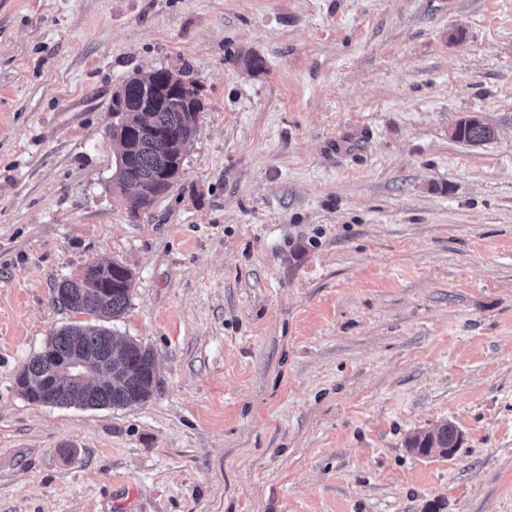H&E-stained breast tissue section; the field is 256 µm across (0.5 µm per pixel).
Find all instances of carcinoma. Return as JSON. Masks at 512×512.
Instances as JSON below:
<instances>
[{"instance_id": "carcinoma-1", "label": "carcinoma", "mask_w": 512, "mask_h": 512, "mask_svg": "<svg viewBox=\"0 0 512 512\" xmlns=\"http://www.w3.org/2000/svg\"><path fill=\"white\" fill-rule=\"evenodd\" d=\"M157 73H143V81L127 82L122 88L125 111L116 113L115 128L132 131L129 148L130 160L116 163L113 180L124 183L129 179L138 181L142 193L149 195L147 204L168 193L169 186L159 177L166 164L176 158L170 146L157 135L159 128L177 125L183 129L184 138L193 137L196 122L192 118L191 104L180 97L154 112H143V82H151ZM452 139L468 145H481L493 139V128L472 121L465 116L458 120ZM132 272L119 263L112 264L111 276L86 278L74 311L95 316L101 324L71 325L57 331L48 339L45 347L52 350L58 360L65 359L74 340H80L86 353L95 358L98 377L86 383H75L51 370L39 355H34L25 364L30 380L29 390L38 391L44 380L51 379L61 390L83 400L84 406L101 407L102 391L108 390L112 406L128 407L144 403L148 397L142 395L143 369L154 359V354L136 342L116 336L114 330L104 323L115 321L126 311L130 302ZM462 432L453 423H443L429 431H417L407 439V447L420 456L430 455L433 448L443 449L442 456L452 457L462 444Z\"/></svg>"}]
</instances>
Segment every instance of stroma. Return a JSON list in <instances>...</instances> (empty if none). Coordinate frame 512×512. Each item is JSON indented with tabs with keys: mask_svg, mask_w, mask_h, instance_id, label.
<instances>
[{
	"mask_svg": "<svg viewBox=\"0 0 512 512\" xmlns=\"http://www.w3.org/2000/svg\"><path fill=\"white\" fill-rule=\"evenodd\" d=\"M158 68L204 109L134 213L111 101ZM92 262L157 387L33 404ZM0 512H512V0H0ZM470 117L468 115L458 120L452 139L468 145H481L493 139V128L480 124L484 123V120L479 114H473V119L480 123L473 122ZM87 274L95 276L84 280ZM109 274L111 276L107 277ZM132 279V272L122 264L91 263L77 277L62 282L56 288L55 295L57 297L60 293L72 291L70 288H75L84 280L74 309L64 304L59 305L75 312L94 315L98 321L113 322L124 314L129 305ZM462 432L453 423H443L429 431H417L407 439V447L419 456L430 455L431 448H445L441 457L452 458L462 444Z\"/></svg>",
	"mask_w": 512,
	"mask_h": 512,
	"instance_id": "obj_1",
	"label": "stroma"
}]
</instances>
